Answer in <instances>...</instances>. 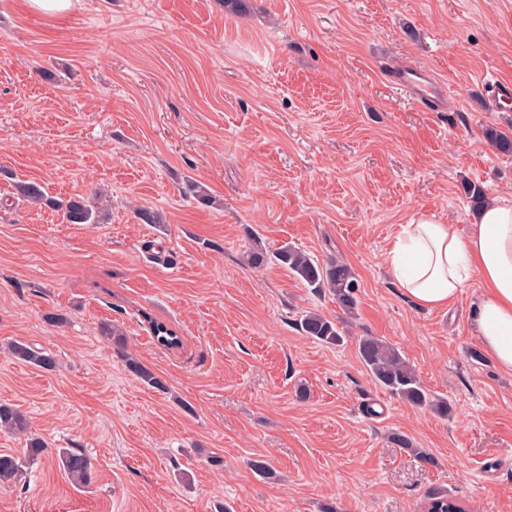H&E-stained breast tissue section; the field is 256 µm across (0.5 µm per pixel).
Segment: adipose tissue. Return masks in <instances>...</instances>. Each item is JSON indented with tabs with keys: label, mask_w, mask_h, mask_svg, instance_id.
<instances>
[{
	"label": "adipose tissue",
	"mask_w": 512,
	"mask_h": 512,
	"mask_svg": "<svg viewBox=\"0 0 512 512\" xmlns=\"http://www.w3.org/2000/svg\"><path fill=\"white\" fill-rule=\"evenodd\" d=\"M387 265L403 295L428 309L447 307L478 277L477 334L512 372V198L488 202L463 234L428 214L401 225Z\"/></svg>",
	"instance_id": "adipose-tissue-1"
}]
</instances>
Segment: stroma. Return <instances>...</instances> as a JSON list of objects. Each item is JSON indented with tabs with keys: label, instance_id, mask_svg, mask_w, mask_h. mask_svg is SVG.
I'll use <instances>...</instances> for the list:
<instances>
[{
	"label": "stroma",
	"instance_id": "35a3bbf8",
	"mask_svg": "<svg viewBox=\"0 0 512 512\" xmlns=\"http://www.w3.org/2000/svg\"><path fill=\"white\" fill-rule=\"evenodd\" d=\"M397 68L431 73L452 106L407 102ZM491 81L512 83V0H83L55 18L0 0V402L50 453L92 464L81 488L41 457L0 484V512H422L433 487L512 512V372L475 333L479 280L428 310L386 265L418 215L467 232L465 183L512 195V155L484 137L512 135ZM16 177L64 199L104 189L110 218L64 223L17 198ZM141 206L165 224L138 223ZM256 241L346 261L356 315L279 266L244 267ZM306 311L343 344L304 336ZM154 321L182 347L157 346ZM362 336L396 347L453 417L376 384ZM14 342L56 368L19 362Z\"/></svg>",
	"mask_w": 512,
	"mask_h": 512
}]
</instances>
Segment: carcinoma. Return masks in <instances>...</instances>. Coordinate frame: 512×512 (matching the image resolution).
Wrapping results in <instances>:
<instances>
[{
	"label": "carcinoma",
	"mask_w": 512,
	"mask_h": 512,
	"mask_svg": "<svg viewBox=\"0 0 512 512\" xmlns=\"http://www.w3.org/2000/svg\"><path fill=\"white\" fill-rule=\"evenodd\" d=\"M485 137L498 152L512 154L511 135L491 127L486 129ZM13 189L17 196L33 205L59 212L62 221L67 224H100L106 219V208L98 194L92 198L77 196L58 200L48 196L39 183L23 179L15 180ZM135 218L141 224L164 223L159 210L144 206L136 209ZM244 262L251 268H261L269 263L279 265L287 269L290 275L305 287L315 292L329 290L345 311L352 313L357 308L359 281L349 265L343 261L331 259L319 263L301 249L289 246L270 254L256 242L244 255ZM298 327L304 335L321 343L338 345L343 341L342 330L337 324L317 312L309 311L303 314ZM151 331L154 341L159 346L169 350L176 349L173 340L178 338V334L173 328L165 323L153 321ZM11 352L18 360L46 370L56 366L52 355L37 351L24 343L12 344ZM357 353L374 380L392 394L412 405L426 407L441 417L452 416V406L426 389L412 366L387 342L374 336H364L357 343ZM127 367L142 382L155 388L163 387L155 374L139 361L129 359ZM0 426L19 433L27 430V422L22 413L7 403H0ZM391 440L398 447L409 449L421 462L429 465L435 463L429 453L415 447L407 436L393 433ZM57 462L74 483H90L91 463L82 451L62 449L57 455ZM24 465L26 462L10 454H0V483L20 476ZM425 498L427 512H465V507L445 489H430L426 492Z\"/></svg>",
	"instance_id": "carcinoma-1"
}]
</instances>
